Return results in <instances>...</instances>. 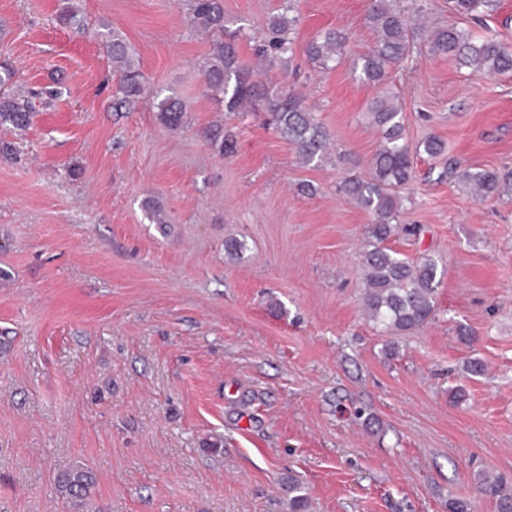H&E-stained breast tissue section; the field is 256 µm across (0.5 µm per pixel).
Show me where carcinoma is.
I'll use <instances>...</instances> for the list:
<instances>
[{
	"instance_id": "1",
	"label": "carcinoma",
	"mask_w": 512,
	"mask_h": 512,
	"mask_svg": "<svg viewBox=\"0 0 512 512\" xmlns=\"http://www.w3.org/2000/svg\"><path fill=\"white\" fill-rule=\"evenodd\" d=\"M425 0H369L366 15L374 35L371 48L353 63L360 80L378 92L369 101L364 116L381 133V144L371 160L369 178L348 172L340 193L349 202L372 215L366 248L360 254L365 288L362 303L370 322L390 336L420 328L436 317V294L442 271L429 255L415 260L387 245L399 227L406 189L414 180L412 148L404 136L402 112L395 96L385 87L390 72L407 59L415 42L422 41L436 56L453 60L459 67L487 77L512 73V45L488 33L476 37L463 27L469 20L483 21L497 14L500 0H448V24L427 22ZM189 22L210 38V53L203 79L216 96H222L224 111L239 118L262 110L273 127L295 151L304 166H320L331 157L329 134L295 95L266 88L257 81L259 73L240 60L237 34L227 29L223 0H188ZM296 19L285 13L268 20L271 38L261 50L266 67L283 61L292 51L290 38ZM310 62L328 69L347 53V38L327 30L308 41ZM106 52L119 74V104L131 105L145 90L139 62L123 37L112 33ZM34 107L29 99L0 95V126L26 130ZM185 107L174 96L158 104L159 121L171 128L184 122ZM466 194L476 202L512 197V168H467L456 174ZM94 484L92 473L76 467L64 471L58 480L60 492L81 501ZM477 492L495 500L498 512H512V489L500 475L483 474Z\"/></svg>"
}]
</instances>
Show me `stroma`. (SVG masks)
I'll return each mask as SVG.
<instances>
[{
  "instance_id": "1",
  "label": "stroma",
  "mask_w": 512,
  "mask_h": 512,
  "mask_svg": "<svg viewBox=\"0 0 512 512\" xmlns=\"http://www.w3.org/2000/svg\"><path fill=\"white\" fill-rule=\"evenodd\" d=\"M73 5L80 23L59 15ZM285 0H224L256 65ZM294 52L265 71L299 94L368 176L381 143L363 113L376 90L354 57L368 0H294ZM348 39L315 68L316 33ZM120 33L147 86L119 107L105 42ZM208 39L186 0H0V63L36 105L16 159H0V512H75L56 479L95 483L82 512H496L479 474L512 481V201H473L456 171L512 167V76L489 79L418 46L393 70L414 157L395 250L444 276L435 321L380 335L361 308L371 215L346 171L301 165L262 114L229 116L202 69ZM177 95L184 122L158 104ZM235 136L230 152L211 141ZM317 192L301 195L300 183ZM154 200L169 224L151 223ZM246 243L229 260L224 242ZM475 342L458 336V327ZM480 359L484 375L465 369ZM466 397L453 401V388ZM305 51L315 67L328 69L346 55L347 38L339 31L327 30L309 40ZM185 107L183 103L174 96L163 98L158 104V119L165 126L176 128L184 122Z\"/></svg>"
}]
</instances>
